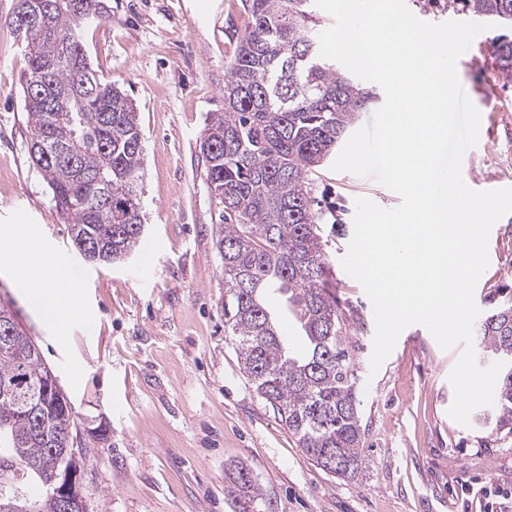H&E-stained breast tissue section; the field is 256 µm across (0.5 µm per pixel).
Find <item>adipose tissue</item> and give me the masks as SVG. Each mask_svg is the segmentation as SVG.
I'll list each match as a JSON object with an SVG mask.
<instances>
[{"label":"adipose tissue","instance_id":"adipose-tissue-1","mask_svg":"<svg viewBox=\"0 0 512 512\" xmlns=\"http://www.w3.org/2000/svg\"><path fill=\"white\" fill-rule=\"evenodd\" d=\"M41 278L42 285L37 289L30 288L23 277L18 283L41 319L56 330H64L71 320L84 312L82 298L70 289V267L60 259L49 261Z\"/></svg>","mask_w":512,"mask_h":512}]
</instances>
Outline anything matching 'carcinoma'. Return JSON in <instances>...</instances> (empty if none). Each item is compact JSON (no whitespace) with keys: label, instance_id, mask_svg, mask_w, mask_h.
I'll return each mask as SVG.
<instances>
[{"label":"carcinoma","instance_id":"obj_1","mask_svg":"<svg viewBox=\"0 0 512 512\" xmlns=\"http://www.w3.org/2000/svg\"><path fill=\"white\" fill-rule=\"evenodd\" d=\"M47 30L23 31L21 93L30 120L27 151L52 191L75 249L100 248L97 264L127 257L141 237L143 132L132 99L99 77L86 30L104 0H47ZM248 26L225 75L235 101L212 114L200 151L206 183L224 207L215 249L224 278V333L243 373L297 447L328 472L362 476L364 432L356 391L353 316L336 298V278L310 207V174L327 159L370 94L320 56L314 0H244ZM473 12L512 25V0H465ZM493 55L512 79V39ZM46 77L54 106L29 103L30 82ZM279 295L302 350L287 347L267 296ZM9 350L0 349V512H61L50 481L69 465L73 408L49 390L35 340L8 302ZM476 339L502 361L497 428L512 432V305L492 311ZM240 512L270 503L243 466L228 475Z\"/></svg>","mask_w":512,"mask_h":512}]
</instances>
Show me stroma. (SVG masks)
Instances as JSON below:
<instances>
[{"instance_id":"obj_1","label":"stroma","mask_w":512,"mask_h":512,"mask_svg":"<svg viewBox=\"0 0 512 512\" xmlns=\"http://www.w3.org/2000/svg\"><path fill=\"white\" fill-rule=\"evenodd\" d=\"M108 17L86 35L105 80L133 99L144 134L145 230L136 251L113 264L86 262L51 192L33 168L20 96L24 42L4 23L0 0V226L26 225L34 245L63 256L90 281L86 316L64 332L44 325L14 278L0 268L9 300L76 414L87 448L82 492L90 512H236L225 475L244 465L273 512H479L473 487L512 488V433L448 415V375L460 348L442 350L421 326L406 328L378 372L369 360L370 300L341 265L353 236L354 200L392 209L396 194L350 173L315 169L313 209L336 278L353 309L352 341L369 467L360 480L324 471L298 448L254 391L224 333V279L214 246L223 206L206 185L199 145L211 113L224 109V78L248 22L244 0H106ZM512 28L479 33L459 67L491 144L475 159L482 177L512 184V82L491 42ZM494 82L492 105L481 92ZM476 303L512 304V213L495 225Z\"/></svg>"}]
</instances>
